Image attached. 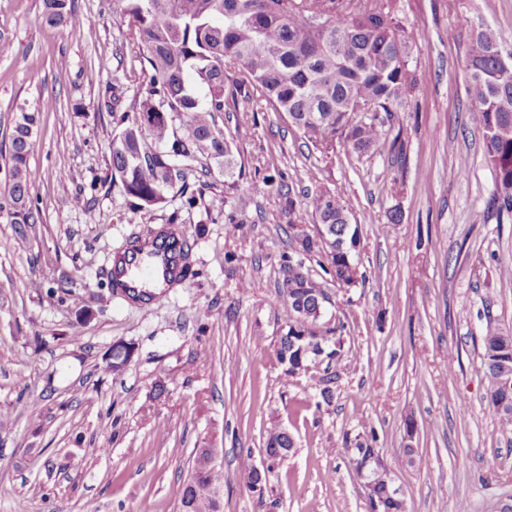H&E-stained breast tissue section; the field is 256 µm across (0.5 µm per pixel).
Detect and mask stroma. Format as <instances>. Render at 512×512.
Returning <instances> with one entry per match:
<instances>
[{"label":"stroma","mask_w":512,"mask_h":512,"mask_svg":"<svg viewBox=\"0 0 512 512\" xmlns=\"http://www.w3.org/2000/svg\"><path fill=\"white\" fill-rule=\"evenodd\" d=\"M70 4L51 26L43 0H0V146L20 108L39 112L38 221L0 214V512H176L198 448L223 451L224 512H368L348 450L370 436L408 512L512 505V429L488 407L482 344L487 325L512 333V216L493 206L465 70L480 27L512 53V0H394L418 34L417 88L376 150L321 153L245 88L215 115L232 169L194 164L151 208L109 151L149 88L135 26L109 0ZM272 161L282 185L259 190ZM318 192L349 201L363 275L342 288L321 254L304 260L346 325L328 405L317 376L286 377L274 353L290 212ZM160 229L187 276L157 304L113 289L114 256ZM276 422L296 452L261 501L242 471Z\"/></svg>","instance_id":"obj_1"}]
</instances>
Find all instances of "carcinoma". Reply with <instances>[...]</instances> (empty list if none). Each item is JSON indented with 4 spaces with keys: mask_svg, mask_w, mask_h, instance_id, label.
<instances>
[{
    "mask_svg": "<svg viewBox=\"0 0 512 512\" xmlns=\"http://www.w3.org/2000/svg\"><path fill=\"white\" fill-rule=\"evenodd\" d=\"M44 19L52 26L65 22L69 0H43ZM132 18L150 71L148 96L134 119L123 117L110 144L112 171L125 193L145 207L166 202L174 183L201 157L218 165L230 163L224 130L213 113L224 111L226 72L246 74L253 90L314 146L330 150L341 144L367 153L385 142L389 130L379 116L358 119L353 107L368 102L377 113L390 115L416 86L409 68L415 33L393 16V0H359L341 8L336 0H113ZM500 33L480 28L465 60L470 74L468 109L481 131L486 164L495 174L493 199L499 212L512 213V61L500 57ZM197 76L207 88L201 102L191 83ZM183 117L180 130L172 118ZM37 113H15L9 145V186L0 198V212L15 224H33L29 193L36 172L30 168ZM317 223L328 225V241L313 246L300 215L290 219L293 239L305 254L323 252L327 273L342 287L359 278L358 267L336 255V242H359L358 229L346 222L348 204L329 193L309 198ZM286 332L275 355L284 375L307 372L314 362L325 364L320 397L332 402L336 374L331 365L343 356L345 324L323 322L330 300L322 282L303 261L288 264L279 294ZM295 447L288 428L276 423L267 430L265 452L269 475L253 466L244 470L249 490L263 501L271 479L286 465ZM377 449L356 443L352 455L367 463L373 492L386 493L387 466ZM178 512H224V469L200 464L183 482Z\"/></svg>",
    "mask_w": 512,
    "mask_h": 512,
    "instance_id": "1",
    "label": "carcinoma"
}]
</instances>
